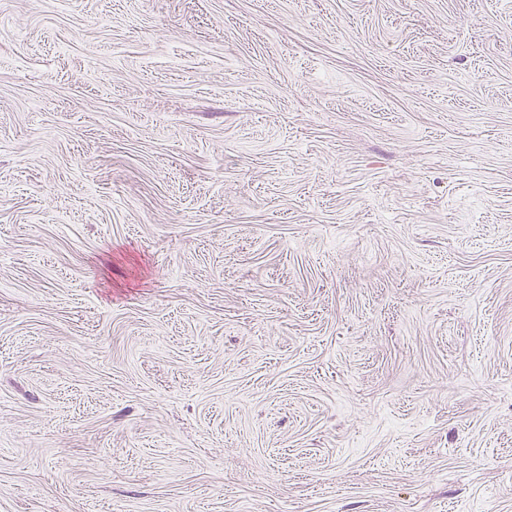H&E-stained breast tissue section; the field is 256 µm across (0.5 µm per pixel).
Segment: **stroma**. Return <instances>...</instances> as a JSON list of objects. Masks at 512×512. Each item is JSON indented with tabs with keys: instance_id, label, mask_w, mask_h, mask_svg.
<instances>
[{
	"instance_id": "obj_1",
	"label": "stroma",
	"mask_w": 512,
	"mask_h": 512,
	"mask_svg": "<svg viewBox=\"0 0 512 512\" xmlns=\"http://www.w3.org/2000/svg\"><path fill=\"white\" fill-rule=\"evenodd\" d=\"M0 512H512V0H0Z\"/></svg>"
}]
</instances>
